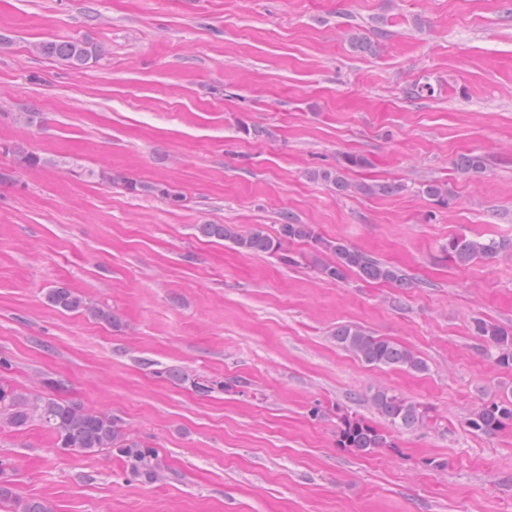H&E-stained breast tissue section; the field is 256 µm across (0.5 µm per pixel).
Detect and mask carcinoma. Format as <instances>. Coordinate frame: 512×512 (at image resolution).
I'll list each match as a JSON object with an SVG mask.
<instances>
[{
  "label": "carcinoma",
  "instance_id": "1",
  "mask_svg": "<svg viewBox=\"0 0 512 512\" xmlns=\"http://www.w3.org/2000/svg\"><path fill=\"white\" fill-rule=\"evenodd\" d=\"M36 50L42 55L58 58L73 68L96 63L103 56L101 46L78 38L43 42ZM454 165L465 174L479 173L484 169L482 157L472 154L457 157ZM365 166L367 160L364 156L347 154L339 168L334 171L321 170L314 173V177L342 192L348 189L345 172ZM123 185L133 194L157 191L173 202L178 201V196L165 189L130 180L123 181ZM404 188V184L397 182L359 186L362 191L378 194H395ZM422 191L440 204L448 203L449 189L445 184L429 181L422 185ZM197 228L203 236L222 238L242 252L277 254L283 262L292 264L296 263V259L283 251L284 243L307 241L331 256L330 260L319 266L320 274L327 279L343 281L349 274L355 273L371 282L394 284L399 288L409 285L406 275L396 267L347 243L323 239L316 234L312 225L297 224L288 214L283 215L275 238L259 225L245 233L232 224H199ZM503 249L505 245L493 238L480 239L466 235L448 239V245L443 247L448 260L459 266L480 259H492ZM47 299L60 309L81 310L95 319L117 321L113 314L83 300L67 288L50 289ZM475 329L483 341L484 350L496 363L512 365V332L485 320L476 321ZM335 338L341 348L369 366L425 369L424 361L409 348L375 336L360 327H340L336 329ZM369 402L383 424L378 425L356 415L339 416L338 447L357 456H370L381 448H393L394 433L427 427L435 421L430 408L386 388H377L370 394ZM34 422L46 428L53 435L55 446L63 451L80 455L115 451L131 474L149 480L158 477L161 468L159 453L143 447L131 438L123 423L112 414L88 409L77 401L29 393L0 382V426L22 430ZM466 424L474 433L485 436L497 434L512 425V397L506 394L479 404L470 413ZM4 501L13 502L18 512H49L39 501L18 499L13 488L0 481V502Z\"/></svg>",
  "mask_w": 512,
  "mask_h": 512
}]
</instances>
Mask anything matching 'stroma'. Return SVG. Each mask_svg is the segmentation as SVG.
<instances>
[{"label": "stroma", "mask_w": 512, "mask_h": 512, "mask_svg": "<svg viewBox=\"0 0 512 512\" xmlns=\"http://www.w3.org/2000/svg\"><path fill=\"white\" fill-rule=\"evenodd\" d=\"M357 27L379 30L372 50ZM72 38L104 58L35 50ZM415 82L433 95L407 98ZM349 153L369 164L348 191L310 178ZM463 154L484 170L458 173ZM375 180L406 189L358 191ZM433 180L446 206L420 192ZM286 213L411 287L321 278L311 244L289 265L197 231L273 235ZM464 234L512 244V0H0V381H61L164 464L150 481L114 454H64L34 423L0 427L5 480L50 512H512V426H465L512 392L472 327L512 331V251L455 265L442 248ZM56 287L117 323L52 306ZM343 325L425 370L361 363ZM377 387L437 427L367 457L338 448L337 412L376 420ZM36 50L42 55L63 60L73 68H81L96 63L103 56L101 46L86 39L78 38L43 42L36 47Z\"/></svg>", "instance_id": "1"}]
</instances>
